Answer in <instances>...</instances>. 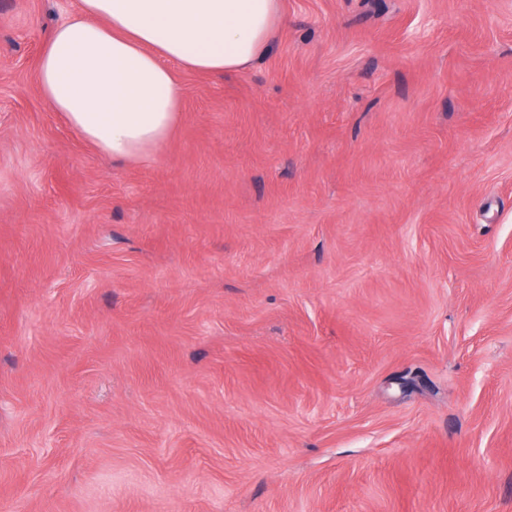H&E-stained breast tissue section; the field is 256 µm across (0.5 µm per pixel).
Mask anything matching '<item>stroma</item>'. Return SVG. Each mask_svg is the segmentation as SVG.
<instances>
[{
  "instance_id": "35a3bbf8",
  "label": "stroma",
  "mask_w": 512,
  "mask_h": 512,
  "mask_svg": "<svg viewBox=\"0 0 512 512\" xmlns=\"http://www.w3.org/2000/svg\"><path fill=\"white\" fill-rule=\"evenodd\" d=\"M0 0V512H512V0H282L107 157Z\"/></svg>"
}]
</instances>
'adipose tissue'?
I'll list each match as a JSON object with an SVG mask.
<instances>
[{"instance_id": "1", "label": "adipose tissue", "mask_w": 512, "mask_h": 512, "mask_svg": "<svg viewBox=\"0 0 512 512\" xmlns=\"http://www.w3.org/2000/svg\"><path fill=\"white\" fill-rule=\"evenodd\" d=\"M280 20L281 0H79L77 14L47 36L39 87L102 153L138 159L178 121L182 88L172 65L245 69Z\"/></svg>"}]
</instances>
